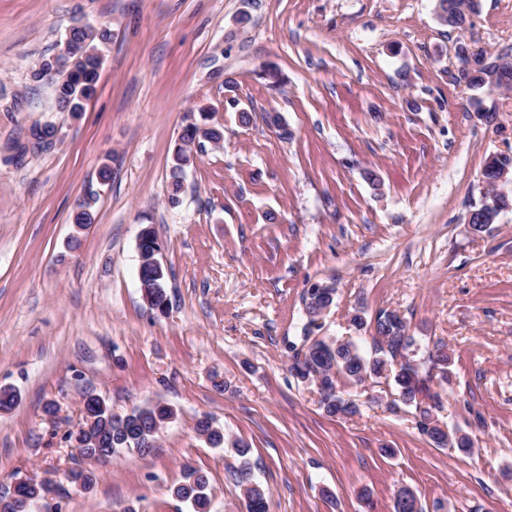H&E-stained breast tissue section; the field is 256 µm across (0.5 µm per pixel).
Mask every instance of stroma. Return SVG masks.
Returning a JSON list of instances; mask_svg holds the SVG:
<instances>
[{
	"instance_id": "1",
	"label": "stroma",
	"mask_w": 512,
	"mask_h": 512,
	"mask_svg": "<svg viewBox=\"0 0 512 512\" xmlns=\"http://www.w3.org/2000/svg\"><path fill=\"white\" fill-rule=\"evenodd\" d=\"M434 4L0 0V92L28 101L0 110V387L19 396L0 411V496L16 478L51 477L61 512H192L172 490L193 467L208 477L210 512H242L240 443L270 512H394L402 488L423 512H512V207L487 231L467 222L489 158L512 155V91L473 102L456 56L461 41L512 49V0H478L461 31ZM78 23L111 39L76 116L52 109L28 74ZM204 103L224 140L197 153L173 207L172 150ZM45 121L58 129L52 149L10 163L12 143ZM91 190L95 221L66 252ZM147 225L169 273L162 313L138 280ZM315 284L336 295L313 326L304 296ZM381 310L402 314L421 350L446 344L440 419L471 437L470 453L435 446L394 383L342 387L358 412L331 416L291 375L316 338L371 354L372 330L350 318ZM89 390L117 413L160 400L176 417L150 454L93 466L82 491L63 472ZM205 415L222 447L197 435Z\"/></svg>"
}]
</instances>
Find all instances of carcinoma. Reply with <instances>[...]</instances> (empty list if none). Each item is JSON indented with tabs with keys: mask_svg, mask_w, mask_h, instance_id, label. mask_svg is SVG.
<instances>
[{
	"mask_svg": "<svg viewBox=\"0 0 512 512\" xmlns=\"http://www.w3.org/2000/svg\"><path fill=\"white\" fill-rule=\"evenodd\" d=\"M437 19L451 28L463 30L468 16L476 11L477 0H435ZM108 38V31L89 24L72 27L65 39V45L77 50L80 62L74 68H64L50 73V58L43 57L30 72V81L46 85L52 90L59 111L74 115L85 110L86 103L94 96L102 69V58L97 42ZM500 72L498 88L512 87V54L501 53L488 57ZM56 125L46 121L32 126L23 140L15 141L13 151L17 164L25 162L30 153L46 150L55 143ZM224 135L220 129L207 124L191 122L187 124L175 144L170 166L169 202L178 203L186 168L193 161L194 149L207 141L220 146ZM512 171L511 155H496L487 162L483 177L489 190L488 201L494 203L485 215V221L476 224L473 230L483 232L496 223L500 213L509 207V199L497 192V172ZM90 197L79 204L73 215V224L82 229L92 223V203ZM159 249L157 235L151 226L141 229L138 239L140 264L138 278L142 297L152 310L167 308L166 275L162 263L157 261ZM374 355L366 357L359 348L349 342L315 340L304 354V359H296L290 366L291 373L304 382L321 379L326 394L321 399L323 410L330 416L353 415L357 408L347 403L340 395L343 385H362L367 379L393 376L400 401L415 407L419 416V429L438 446H451L462 453L473 448L470 436L458 429L448 430L440 425L435 412L442 408L439 395H422L418 372L408 361L409 353L418 352V343L410 334L407 321L395 311H379L373 322ZM175 416V410L161 402L135 407L124 414L112 412V407L102 396L90 392L83 403L81 426L85 428L84 445L79 448L76 466L67 472L83 487L93 483L92 471L83 467L93 457L112 458L122 451H136L140 454L151 452L157 434ZM197 434L213 447L224 444V433L213 425L209 416L199 418L195 425ZM245 445H236V453L241 458L232 475L243 497L252 505V512H268L269 493L254 480ZM208 478L202 471L190 468L182 483L173 489L174 496L191 505L193 512H210V499L207 494ZM42 495V485L30 481L13 488L8 496H0V512H35ZM394 512H422L416 495L407 488L397 493Z\"/></svg>",
	"mask_w": 512,
	"mask_h": 512,
	"instance_id": "1",
	"label": "carcinoma"
}]
</instances>
